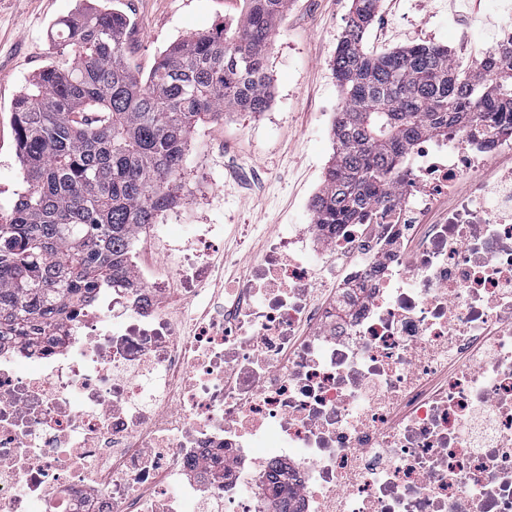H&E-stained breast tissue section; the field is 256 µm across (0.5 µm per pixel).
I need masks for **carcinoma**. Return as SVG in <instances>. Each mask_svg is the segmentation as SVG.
<instances>
[{
  "mask_svg": "<svg viewBox=\"0 0 512 512\" xmlns=\"http://www.w3.org/2000/svg\"><path fill=\"white\" fill-rule=\"evenodd\" d=\"M236 26L173 43L145 76L124 59L125 17L94 7L55 23L58 61L12 105L23 188L0 212V341L35 343L68 305L127 285L138 231L176 204L197 130L271 100L266 52L289 0H244ZM379 0H353L333 70L342 105L313 223L352 224L394 189L410 143L480 119L499 127L512 65L486 77L448 49L366 50Z\"/></svg>",
  "mask_w": 512,
  "mask_h": 512,
  "instance_id": "carcinoma-1",
  "label": "carcinoma"
}]
</instances>
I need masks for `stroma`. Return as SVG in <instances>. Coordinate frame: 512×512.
Here are the masks:
<instances>
[{
    "label": "stroma",
    "instance_id": "35a3bbf8",
    "mask_svg": "<svg viewBox=\"0 0 512 512\" xmlns=\"http://www.w3.org/2000/svg\"><path fill=\"white\" fill-rule=\"evenodd\" d=\"M497 0H380L365 36L383 51L419 43L448 47L465 68L496 43ZM129 22L124 54L148 73L171 44L238 22L243 0H110ZM82 0H0V208L21 186L10 106L30 80L56 59L51 27L77 15ZM351 0H291L268 47L272 98L266 112H234L206 125L193 140L179 180L181 205L210 191L222 197L207 210L224 227V246L210 260L225 282L242 262L259 257L280 224H308L306 201L321 187L332 155V123L342 100L332 70ZM223 160H216V151Z\"/></svg>",
    "mask_w": 512,
    "mask_h": 512
}]
</instances>
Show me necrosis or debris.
<instances>
[{
	"label": "necrosis or debris",
	"instance_id": "obj_1",
	"mask_svg": "<svg viewBox=\"0 0 512 512\" xmlns=\"http://www.w3.org/2000/svg\"><path fill=\"white\" fill-rule=\"evenodd\" d=\"M504 154L420 136L385 202L284 225L189 316L222 227L161 211L160 265L0 345V512H512Z\"/></svg>",
	"mask_w": 512,
	"mask_h": 512
}]
</instances>
